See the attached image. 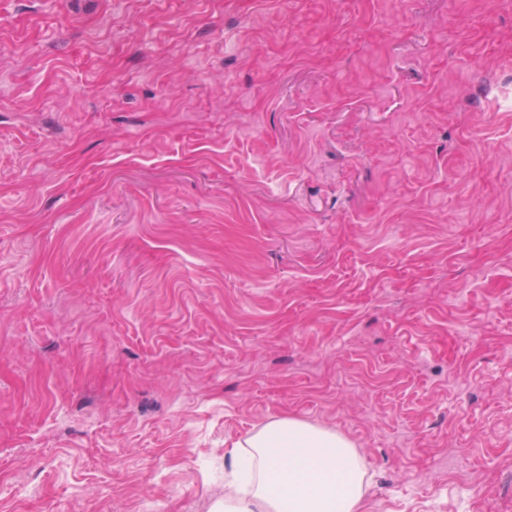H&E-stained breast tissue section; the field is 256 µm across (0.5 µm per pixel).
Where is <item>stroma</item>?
I'll return each instance as SVG.
<instances>
[{"label":"stroma","mask_w":512,"mask_h":512,"mask_svg":"<svg viewBox=\"0 0 512 512\" xmlns=\"http://www.w3.org/2000/svg\"><path fill=\"white\" fill-rule=\"evenodd\" d=\"M283 416L512 512V0H0V512H218Z\"/></svg>","instance_id":"35a3bbf8"}]
</instances>
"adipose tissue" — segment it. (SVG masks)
<instances>
[{
  "mask_svg": "<svg viewBox=\"0 0 512 512\" xmlns=\"http://www.w3.org/2000/svg\"><path fill=\"white\" fill-rule=\"evenodd\" d=\"M224 512H360L366 467L346 436L296 417L258 425L226 454Z\"/></svg>",
  "mask_w": 512,
  "mask_h": 512,
  "instance_id": "1",
  "label": "adipose tissue"
}]
</instances>
